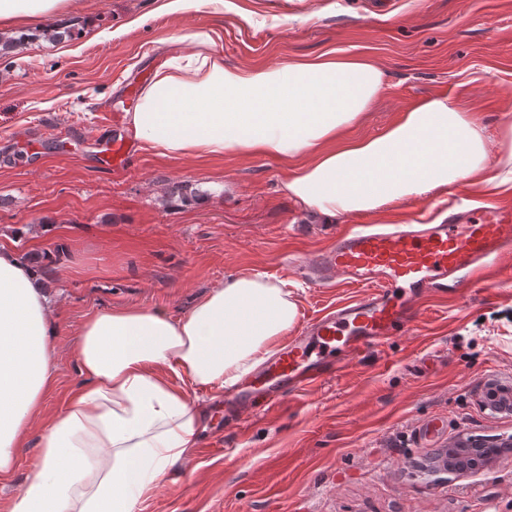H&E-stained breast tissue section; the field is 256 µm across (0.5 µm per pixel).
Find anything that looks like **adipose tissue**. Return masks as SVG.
Returning <instances> with one entry per match:
<instances>
[{"instance_id": "adipose-tissue-1", "label": "adipose tissue", "mask_w": 512, "mask_h": 512, "mask_svg": "<svg viewBox=\"0 0 512 512\" xmlns=\"http://www.w3.org/2000/svg\"><path fill=\"white\" fill-rule=\"evenodd\" d=\"M66 0H0V24L64 15ZM217 30L194 34L196 52L166 59L127 123L167 158L227 153L297 160L288 197L325 220L370 213L451 185L512 183V123L496 147L485 126L444 95H430L380 135L346 132L383 88L366 55L329 50L274 66L228 67ZM298 319L283 281L238 272L173 314L114 306L82 322L81 383L44 419L57 382L58 323L40 272L0 244V480L24 435L43 421L28 484L8 512H139L168 473L186 463L203 430L198 391L222 393L252 372Z\"/></svg>"}]
</instances>
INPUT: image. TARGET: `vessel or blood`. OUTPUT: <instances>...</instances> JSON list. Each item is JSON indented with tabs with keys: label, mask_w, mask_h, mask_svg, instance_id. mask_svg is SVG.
Returning <instances> with one entry per match:
<instances>
[{
	"label": "vessel or blood",
	"mask_w": 512,
	"mask_h": 512,
	"mask_svg": "<svg viewBox=\"0 0 512 512\" xmlns=\"http://www.w3.org/2000/svg\"><path fill=\"white\" fill-rule=\"evenodd\" d=\"M133 152L128 140L114 139L101 162L119 171ZM302 270L321 286L346 282L361 293L338 302L226 393V406L240 410L262 395L271 400L316 389L367 349L409 331L432 289L449 286L460 293L512 275V205L454 212L431 224H361Z\"/></svg>",
	"instance_id": "b4317fda"
}]
</instances>
